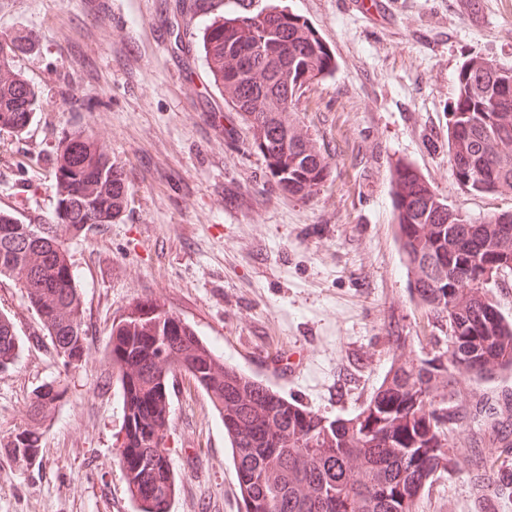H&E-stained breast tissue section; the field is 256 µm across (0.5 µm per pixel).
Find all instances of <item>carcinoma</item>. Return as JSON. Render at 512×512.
<instances>
[{"label":"carcinoma","mask_w":512,"mask_h":512,"mask_svg":"<svg viewBox=\"0 0 512 512\" xmlns=\"http://www.w3.org/2000/svg\"><path fill=\"white\" fill-rule=\"evenodd\" d=\"M175 11L204 19L198 49L209 86L246 126L250 149L269 180L298 199H311L331 176V162L293 118L295 102L335 70L314 28L288 7L269 4L243 13L234 0H178ZM21 41L0 42V130L25 132L38 93L11 63ZM448 158L459 186L475 193L512 189V73L490 61L458 69L448 112ZM57 203L44 224L0 212V277L23 282L64 367L86 357L83 302L67 240L123 213L129 184L124 167L92 138L74 130L57 147ZM390 194L395 238L415 301L446 327L449 357L406 358L403 336L390 337L392 361L360 410L329 420L290 402L245 372L224 365L196 330L157 304H139L112 322L106 344L111 376L123 395L121 459L138 512H166L175 492L163 450L169 382L185 375L208 396L224 423L245 512H415L440 470L457 459L452 433L479 418L512 453V392L475 402L460 376L490 379L512 371V322L469 279L478 270L512 272V212L474 224L434 193L417 168L397 160ZM20 343L0 315V372L13 368ZM63 390L43 385L28 407L32 422L6 441L21 470L36 458L44 421ZM476 496L512 485L498 460L480 461Z\"/></svg>","instance_id":"1"}]
</instances>
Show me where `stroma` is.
I'll use <instances>...</instances> for the list:
<instances>
[{
    "mask_svg": "<svg viewBox=\"0 0 512 512\" xmlns=\"http://www.w3.org/2000/svg\"><path fill=\"white\" fill-rule=\"evenodd\" d=\"M336 57L331 77L295 103L332 160L311 200L266 182L247 132L208 84L200 19L170 0H0V41L30 40L13 67L40 95L23 134L0 131V211L26 224L52 216L56 144L78 128L124 165L127 204L114 223L67 243L80 274L87 357L64 372L25 292L0 280V313L22 340L0 372V438L14 435L42 385L65 394L24 472L0 455V512H135L119 464L120 386L107 378L111 325L154 302L288 400L335 418L380 383L389 337L414 361L445 350L439 325L410 295L394 239L390 170L412 162L439 197L483 222L512 211V192L475 195L448 161V106L464 61L512 68V0H400L389 23L344 0H283ZM274 354L295 382L243 352ZM164 452L177 478L168 512H244L224 425L185 376L169 389ZM476 422L456 435L457 467L434 476L416 512H512V494L476 500Z\"/></svg>",
    "mask_w": 512,
    "mask_h": 512,
    "instance_id": "1",
    "label": "stroma"
}]
</instances>
